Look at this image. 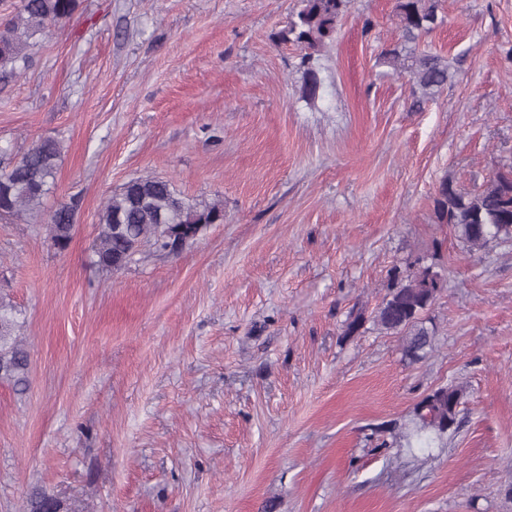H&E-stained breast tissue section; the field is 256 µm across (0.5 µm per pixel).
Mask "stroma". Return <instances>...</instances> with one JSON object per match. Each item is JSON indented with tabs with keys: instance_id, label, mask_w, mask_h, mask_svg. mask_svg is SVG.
Masks as SVG:
<instances>
[{
	"instance_id": "stroma-1",
	"label": "stroma",
	"mask_w": 512,
	"mask_h": 512,
	"mask_svg": "<svg viewBox=\"0 0 512 512\" xmlns=\"http://www.w3.org/2000/svg\"><path fill=\"white\" fill-rule=\"evenodd\" d=\"M298 7L79 0L0 72V140L63 144L45 210L83 200L63 251L0 219L30 355L25 392L0 382V512L35 488L88 512H512V244L469 252L433 202L512 171V0H438L416 49L448 81L427 97L383 62L395 0H351L313 101L301 49L271 39ZM148 174L223 200V223L98 271L101 205ZM418 258L443 289L412 364L370 316ZM447 383L459 430L402 448L394 426Z\"/></svg>"
}]
</instances>
